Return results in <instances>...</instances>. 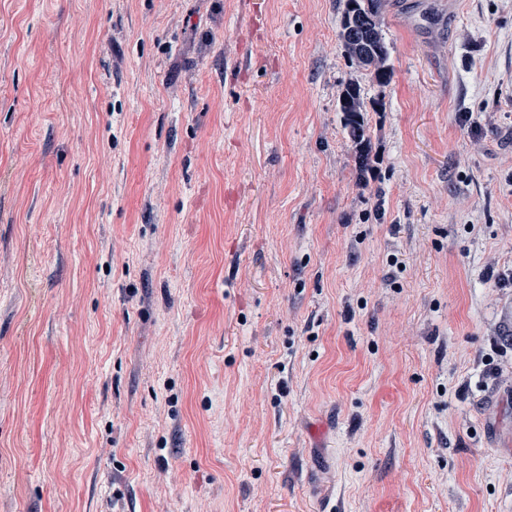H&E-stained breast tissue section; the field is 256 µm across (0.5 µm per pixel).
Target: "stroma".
<instances>
[{"label": "stroma", "mask_w": 512, "mask_h": 512, "mask_svg": "<svg viewBox=\"0 0 512 512\" xmlns=\"http://www.w3.org/2000/svg\"><path fill=\"white\" fill-rule=\"evenodd\" d=\"M343 6L0 0V512H512V0ZM389 0H346L340 21L339 37L349 58L366 69L373 81L378 84H387L391 79V70L387 65L388 48L382 34V16L390 5ZM363 13L371 15V30L373 38H370L368 49L362 56L354 41L344 36L345 22L352 15L359 16ZM340 109L345 115V125L349 129V135L355 143V149L359 166L363 170L367 165L368 152L365 139L364 103L360 96V89L357 85H348L342 90L340 96Z\"/></svg>", "instance_id": "1"}]
</instances>
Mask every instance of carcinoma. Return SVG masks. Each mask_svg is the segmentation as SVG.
<instances>
[{"mask_svg": "<svg viewBox=\"0 0 512 512\" xmlns=\"http://www.w3.org/2000/svg\"><path fill=\"white\" fill-rule=\"evenodd\" d=\"M388 6L389 0H345L340 21V27L343 28L345 22L354 14L357 16L363 13L371 15L373 38L370 39L365 54H360L354 41L345 37L344 33H339V37L349 58L366 69L371 79L378 84H386L391 79V70L387 65L388 48L381 29V19ZM339 101L340 109L345 115V125L355 143L359 166L363 169L367 165L368 152L364 143V103L359 87L347 86L342 90Z\"/></svg>", "mask_w": 512, "mask_h": 512, "instance_id": "carcinoma-1", "label": "carcinoma"}]
</instances>
